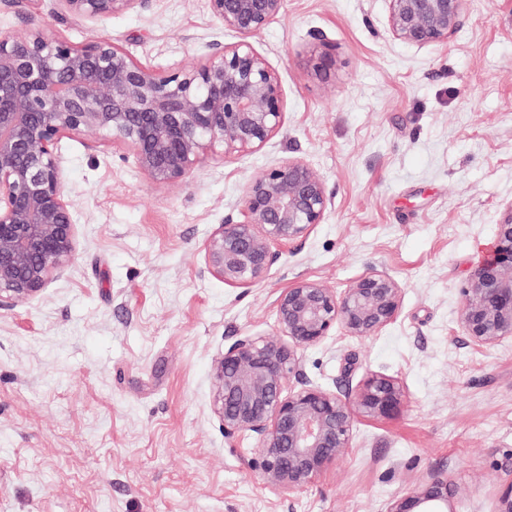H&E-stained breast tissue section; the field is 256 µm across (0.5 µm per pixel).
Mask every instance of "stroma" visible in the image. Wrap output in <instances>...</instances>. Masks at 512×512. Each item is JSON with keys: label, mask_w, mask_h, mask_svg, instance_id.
Instances as JSON below:
<instances>
[{"label": "stroma", "mask_w": 512, "mask_h": 512, "mask_svg": "<svg viewBox=\"0 0 512 512\" xmlns=\"http://www.w3.org/2000/svg\"><path fill=\"white\" fill-rule=\"evenodd\" d=\"M23 27L107 38L159 71L239 39L207 0L89 21L61 0H0V32ZM251 43L286 112L258 151L215 153L163 186L111 138L60 140L75 254L37 296L0 301V512H385L434 471L450 512H494L512 469V339L475 346L458 317L512 205V0H469L447 41L424 47L390 36L385 0H285ZM288 159L324 180L325 220L260 283L224 284L204 270L206 239ZM372 270L400 283L397 320L362 341L333 331L303 349L304 372L329 389L392 376L407 403L357 417L312 488L276 491L254 436H224L214 364L240 337L279 338L288 285L340 290Z\"/></svg>", "instance_id": "obj_1"}]
</instances>
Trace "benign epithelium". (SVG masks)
<instances>
[{
	"instance_id": "benign-epithelium-1",
	"label": "benign epithelium",
	"mask_w": 512,
	"mask_h": 512,
	"mask_svg": "<svg viewBox=\"0 0 512 512\" xmlns=\"http://www.w3.org/2000/svg\"><path fill=\"white\" fill-rule=\"evenodd\" d=\"M62 2L76 18L98 20L144 0ZM208 2L239 40L197 64L160 72L108 39L76 45L45 30L0 33V298L36 296L75 252L62 137L108 136L132 152L152 182L173 185L205 157L248 155L282 130L281 84L250 38L281 14L284 0ZM385 2L391 36L422 47L446 41L469 0ZM328 205L325 183L307 162L264 169L244 189L243 219L218 225L207 239L205 270L231 285L262 281L278 247L322 223ZM461 295L459 322L473 344L512 338V211ZM401 302L398 281L378 271L341 292L300 280L277 300L283 339L243 336L224 349L214 372L224 436H255L267 485L288 494L312 487L351 447L355 415L402 410L405 393L396 379L372 374L354 388L326 390L306 379L301 356L338 325L360 340L376 335L397 318ZM509 476L495 512H512V469ZM386 512H448V475H431Z\"/></svg>"
}]
</instances>
